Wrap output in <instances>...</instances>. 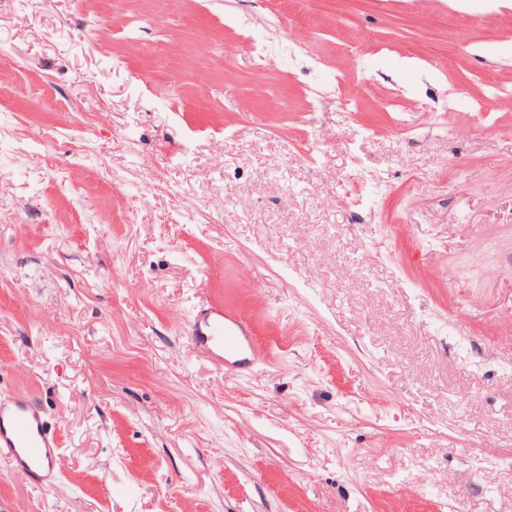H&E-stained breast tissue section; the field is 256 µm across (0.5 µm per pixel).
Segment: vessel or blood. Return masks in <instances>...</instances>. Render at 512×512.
<instances>
[{
	"mask_svg": "<svg viewBox=\"0 0 512 512\" xmlns=\"http://www.w3.org/2000/svg\"><path fill=\"white\" fill-rule=\"evenodd\" d=\"M189 337L218 367L242 375L253 364L255 350L249 324L223 305L200 304L191 320ZM59 447L42 410L28 396L0 400V457L8 459L35 485H54V459Z\"/></svg>",
	"mask_w": 512,
	"mask_h": 512,
	"instance_id": "vessel-or-blood-1",
	"label": "vessel or blood"
}]
</instances>
